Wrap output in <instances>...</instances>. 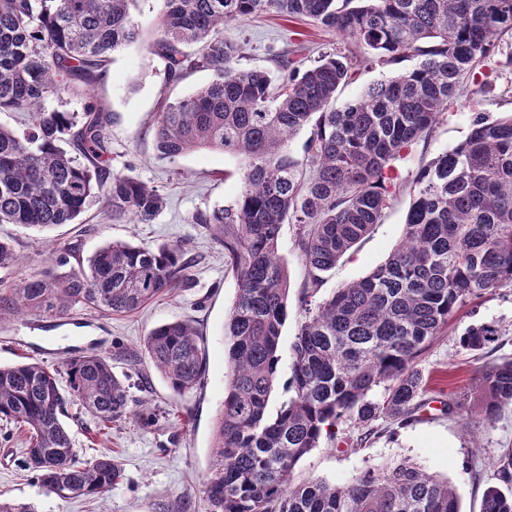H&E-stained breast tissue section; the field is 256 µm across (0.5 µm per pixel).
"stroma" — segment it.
<instances>
[{"label":"stroma","instance_id":"1","mask_svg":"<svg viewBox=\"0 0 512 512\" xmlns=\"http://www.w3.org/2000/svg\"><path fill=\"white\" fill-rule=\"evenodd\" d=\"M224 37L242 45V67L271 72L276 69L275 55L292 44L304 45L301 63L306 68L320 53L349 44L337 32L272 12L226 25ZM510 53L511 39L478 66L475 76L463 79L456 99L449 102L429 135L396 161L398 189L381 223L326 273L323 295L365 277L386 260L403 236L413 177L423 164L466 138L473 113L496 118L512 111V67L503 65ZM210 77V72L193 71L179 84L167 85L163 62L143 42L116 54L94 91L112 111L113 171L134 176L166 197L167 204L153 223L115 221L96 205L77 223L46 233L0 224V238L11 241L21 256L20 266L0 271V286L5 288L51 267L54 258L45 246L49 239L70 249L74 265L111 241L151 250L179 246L185 251L192 280L188 290L160 296L132 313L113 315L78 306L65 318L28 315L0 323L1 366L35 361L59 368L74 352H107L117 375H129L133 394L154 414L150 426L124 417L113 423L109 435L101 436L90 413L76 405L69 408L66 424L76 448L89 455L112 452L124 468V480L96 501L62 499L44 488L23 467V433L0 424V499L33 503L38 512H204L202 483L231 377L224 325L237 282L225 271L223 246L189 218L196 210L235 199L241 161L211 150L192 151L173 160L159 158L153 122L163 98L189 94ZM484 82L493 85V92H481ZM294 234V225H284L279 245L289 278L288 316L278 351L280 375L285 379L291 375L292 345L303 317L298 293L306 274ZM177 320L193 325L206 355L200 386L182 395L171 390L141 346L153 328ZM478 321L494 323L501 334L489 349L475 354L463 349L459 339ZM510 357L512 288H503L462 307L422 355L420 365L427 380L423 398L428 407L419 420L404 426L379 421L380 437L357 450L321 440L296 465L294 481L319 479L343 485L365 468L407 460L448 479L457 489L461 512H480L483 491L495 481L493 462L504 449L512 448V409L502 412L494 428L473 443L462 421L442 413L441 403L468 388L477 368Z\"/></svg>","mask_w":512,"mask_h":512}]
</instances>
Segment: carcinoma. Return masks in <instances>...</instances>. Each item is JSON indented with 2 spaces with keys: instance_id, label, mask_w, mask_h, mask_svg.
Masks as SVG:
<instances>
[{
  "instance_id": "obj_1",
  "label": "carcinoma",
  "mask_w": 512,
  "mask_h": 512,
  "mask_svg": "<svg viewBox=\"0 0 512 512\" xmlns=\"http://www.w3.org/2000/svg\"><path fill=\"white\" fill-rule=\"evenodd\" d=\"M135 0H0V112L28 114L17 132L0 126V224L49 229L75 223L96 200L115 219L151 224L166 199L111 171L112 113L88 101L80 113L48 112L54 95H90L114 53L143 39ZM152 53L166 82L191 70L214 78L165 104L154 122L159 157L197 149L240 156L241 187L231 203L198 210V224L224 246L237 296L224 326L233 374L214 429L203 482L206 512H460L449 482L402 462L367 468L345 485L292 483L299 460L326 438L362 448L374 422L417 419L425 403L419 358L459 308L512 288V113L478 114L464 141L423 165L412 181L402 242L361 280L324 298V273L380 222L395 187L393 164L439 120L461 80L512 37V0H160ZM275 12L335 31L367 50L365 62L410 68L368 84L344 108L331 103L354 78L351 53L319 56L301 68L295 51L277 74L239 66L241 46L224 25ZM309 129L304 157L288 149ZM295 226L306 278L304 316L292 345L286 391L268 412L279 381L278 348L288 316V279L279 256L282 225ZM19 258L0 240V269ZM0 291V322L29 313L64 318L77 305L131 313L188 286L181 247L149 250L112 241L88 265ZM498 329L472 324L460 337L480 353ZM193 326L176 321L145 337L143 349L177 394L197 387L204 354ZM383 386L381 398L370 392ZM470 392L443 412L484 430L512 409V359L485 367ZM78 404L107 427L121 417L150 422L112 356L82 352L64 371L41 363L0 367V421L26 431V466L62 499L104 498L123 477L112 452L82 457L63 417ZM498 483L481 512H512V452L496 462Z\"/></svg>"
}]
</instances>
